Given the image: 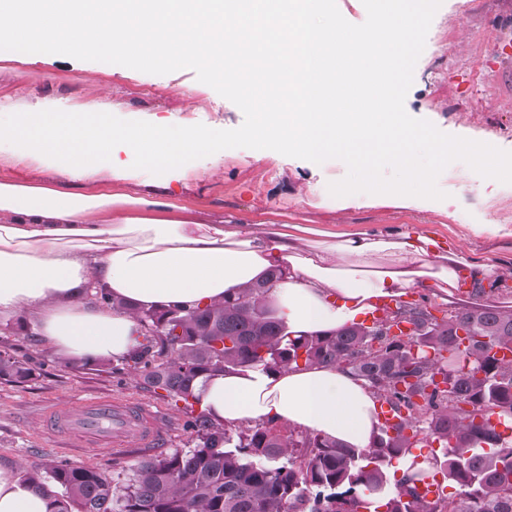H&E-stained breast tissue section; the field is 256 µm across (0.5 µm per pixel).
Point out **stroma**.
<instances>
[{
    "label": "stroma",
    "instance_id": "stroma-1",
    "mask_svg": "<svg viewBox=\"0 0 512 512\" xmlns=\"http://www.w3.org/2000/svg\"><path fill=\"white\" fill-rule=\"evenodd\" d=\"M46 99L74 112L107 101L120 112H149L173 124L241 126L242 111L193 70L156 75L121 65L47 53L0 51V110L37 111ZM407 113L440 131L512 151V0H442L405 99ZM338 159L313 166L278 152L228 150L220 164L195 161L193 170L170 187L129 185L132 193L152 192L179 205L233 221L285 220L336 231L424 230L460 241L468 256L512 270V236L488 240L469 227L491 221L512 225V184L488 180L465 163L450 164L438 177L442 200L424 209L383 203L321 204L325 183L345 177ZM51 183L94 191L98 182H70L62 173L0 159V178ZM19 315L0 314V350L36 369L25 383L0 380V462L26 468L43 455L73 465L97 467L110 475L129 471L147 450L136 443L103 454L74 448L51 431L44 415L51 407L74 408L94 398L139 402L167 424L165 450L187 448L193 434L184 411L161 393L143 389L129 370L112 372L64 368L32 327H19Z\"/></svg>",
    "mask_w": 512,
    "mask_h": 512
}]
</instances>
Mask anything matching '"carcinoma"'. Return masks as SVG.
<instances>
[{
    "mask_svg": "<svg viewBox=\"0 0 512 512\" xmlns=\"http://www.w3.org/2000/svg\"><path fill=\"white\" fill-rule=\"evenodd\" d=\"M281 272L222 303L141 311L148 343L127 358L142 385L193 411L196 381L228 369L347 367L402 422L368 448H348L272 421L234 429L200 412L193 446L141 460L114 478L85 466L40 462L25 478L50 495L54 512H512V359L492 349L512 343V311L467 308L425 325L423 307L402 306L417 336L367 335L361 322L330 334L291 338L264 302ZM465 327L468 336L458 335ZM169 359L155 363V354ZM448 373V389L434 376ZM35 369L0 352V378L25 382ZM472 406L463 413L461 405ZM497 416L491 423L489 415ZM430 470L389 485L393 459L427 442ZM440 481L436 498L420 487Z\"/></svg>",
    "mask_w": 512,
    "mask_h": 512,
    "instance_id": "1",
    "label": "carcinoma"
}]
</instances>
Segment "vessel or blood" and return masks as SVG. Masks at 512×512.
<instances>
[{
    "label": "vessel or blood",
    "instance_id": "vessel-or-blood-1",
    "mask_svg": "<svg viewBox=\"0 0 512 512\" xmlns=\"http://www.w3.org/2000/svg\"><path fill=\"white\" fill-rule=\"evenodd\" d=\"M54 423L62 431L76 434L106 453L131 440L146 450L160 444L158 415L148 407L123 401H95L77 412L59 413Z\"/></svg>",
    "mask_w": 512,
    "mask_h": 512
}]
</instances>
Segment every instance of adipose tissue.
Listing matches in <instances>:
<instances>
[{"label":"adipose tissue","instance_id":"adipose-tissue-1","mask_svg":"<svg viewBox=\"0 0 512 512\" xmlns=\"http://www.w3.org/2000/svg\"><path fill=\"white\" fill-rule=\"evenodd\" d=\"M60 170L103 189L0 180V312L29 317L41 341L64 358H122L139 344L133 313L84 302L89 286L141 309L218 302L283 273L266 297L291 337L332 332L407 288L450 293L460 279L501 282L492 263L460 243L423 231L336 234L306 224L217 222L123 182L169 185L201 156L224 159V138L203 125L172 127L147 113L37 112L0 123V156ZM200 407L217 424L275 420L350 448L377 432L376 398L364 381L334 367L268 372L242 368L200 379ZM50 496L0 463V512H52Z\"/></svg>","mask_w":512,"mask_h":512}]
</instances>
